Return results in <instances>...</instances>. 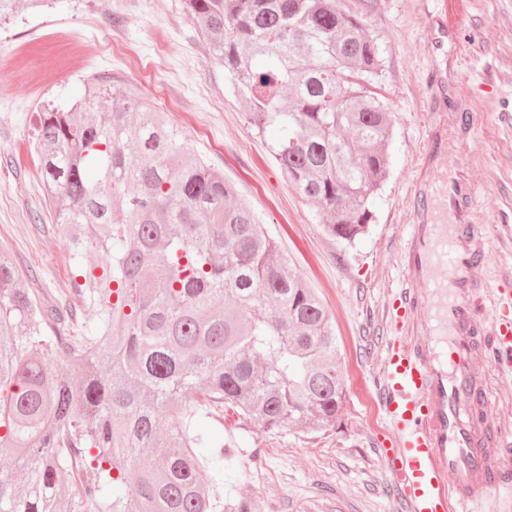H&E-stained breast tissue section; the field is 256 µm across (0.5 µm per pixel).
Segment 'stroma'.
I'll return each mask as SVG.
<instances>
[{"label":"stroma","mask_w":512,"mask_h":512,"mask_svg":"<svg viewBox=\"0 0 512 512\" xmlns=\"http://www.w3.org/2000/svg\"><path fill=\"white\" fill-rule=\"evenodd\" d=\"M362 16L381 52L380 92L394 112L389 168L374 221L354 245L329 236L289 184L182 0H53L0 23V242L30 287L56 303L72 285L67 239L42 182L33 145L46 105L69 109L94 78L150 100L199 157L235 186L336 323L345 371L341 416L320 432L272 433L233 412L213 419L233 454L225 495L252 496L257 512H409L385 474L390 435L378 403L390 336L388 308L407 281L399 264L413 196L434 173L421 166L431 129L452 139L448 102L431 100L430 76L455 69L478 131L451 152L477 189L487 289L512 282V0H342ZM464 37L457 54L436 48L437 20ZM136 46L140 65L113 54ZM492 416L512 444V372L489 368Z\"/></svg>","instance_id":"35a3bbf8"}]
</instances>
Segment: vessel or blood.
I'll use <instances>...</instances> for the list:
<instances>
[{
    "instance_id": "b4317fda",
    "label": "vessel or blood",
    "mask_w": 512,
    "mask_h": 512,
    "mask_svg": "<svg viewBox=\"0 0 512 512\" xmlns=\"http://www.w3.org/2000/svg\"><path fill=\"white\" fill-rule=\"evenodd\" d=\"M448 100V121L468 145L477 133L469 104L453 92ZM426 158L441 174L419 193L401 258L410 285L392 307L403 334L388 343L383 368L380 404L396 435L384 461L410 512H476L489 492L512 493V451L489 413V379L474 366L512 368V289L493 295V342L479 346L487 256L475 186L464 166L449 165L442 137H433Z\"/></svg>"
}]
</instances>
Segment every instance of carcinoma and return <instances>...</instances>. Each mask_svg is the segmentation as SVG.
<instances>
[{
	"mask_svg": "<svg viewBox=\"0 0 512 512\" xmlns=\"http://www.w3.org/2000/svg\"><path fill=\"white\" fill-rule=\"evenodd\" d=\"M45 0H0V21ZM290 185L349 245L373 222L393 112L376 39L340 0H184ZM68 231L59 304L0 246V501L12 512H255L224 496L233 411L270 432L336 425L331 318L233 187L178 153L106 78L38 115ZM91 315L77 324V308Z\"/></svg>",
	"mask_w": 512,
	"mask_h": 512,
	"instance_id": "carcinoma-1",
	"label": "carcinoma"
}]
</instances>
